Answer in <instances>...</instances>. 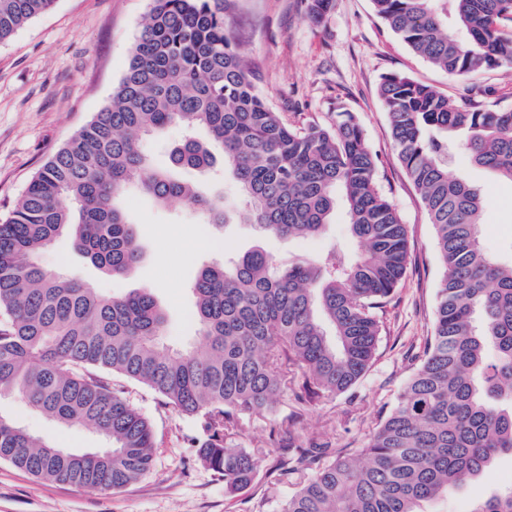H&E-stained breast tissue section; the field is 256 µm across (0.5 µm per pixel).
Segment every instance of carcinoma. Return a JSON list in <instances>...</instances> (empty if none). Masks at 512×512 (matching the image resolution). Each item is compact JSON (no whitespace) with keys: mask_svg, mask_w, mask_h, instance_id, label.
<instances>
[{"mask_svg":"<svg viewBox=\"0 0 512 512\" xmlns=\"http://www.w3.org/2000/svg\"><path fill=\"white\" fill-rule=\"evenodd\" d=\"M232 0H150L110 102L35 174L0 221V391L35 410L91 428L105 448L76 452L30 435L0 415V461L31 476L90 490H119L153 464L150 419L123 391L119 374L146 385L204 438L197 460L235 499L254 487L256 459L230 446L240 415L292 395L302 404L351 389L374 361L377 310L409 261L406 225L377 185L378 156L349 112L330 125L290 126L268 106L252 65L226 30ZM377 16L416 54L462 79L512 63V0H372ZM54 0H0V42ZM467 33L457 38L451 26ZM380 97L391 136L429 216L443 276L431 336L391 411L352 451L278 448L283 474L321 460L279 512H425L512 456V262L481 244L480 193L448 172L462 151L512 182V110L458 105L407 76H383ZM207 130L155 167L141 148L171 124ZM241 205L176 178L206 171L212 145ZM132 186L158 204L180 200L215 226L252 224L280 240L322 234L341 196L359 252L333 250L281 268L254 248L203 267L193 284L197 341L163 342L165 314L147 289L104 298L35 261L67 234L96 267L127 274L142 257L136 225L120 200ZM332 334H327L322 322ZM471 512H512V481Z\"/></svg>","mask_w":512,"mask_h":512,"instance_id":"1","label":"carcinoma"}]
</instances>
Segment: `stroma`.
Returning a JSON list of instances; mask_svg holds the SVG:
<instances>
[{
  "label": "stroma",
  "mask_w": 512,
  "mask_h": 512,
  "mask_svg": "<svg viewBox=\"0 0 512 512\" xmlns=\"http://www.w3.org/2000/svg\"><path fill=\"white\" fill-rule=\"evenodd\" d=\"M148 8L149 0H56L50 11L0 42V218L11 212L43 164L109 102ZM227 27L241 55L256 63V84L285 122L326 125L336 112H352L379 157L378 186L407 226L410 259L382 309L375 359L344 394L304 407L287 398L275 410L242 415L232 444L255 456L258 476L253 492L231 501L222 477L196 461L187 446L196 432L193 422L149 387L113 377V385L152 422L150 471L123 489L93 491L39 480L0 462V512H276L304 479L300 473L288 479L279 474L274 436L282 422L294 419L293 430L305 446L362 447L423 357L443 268L433 227L398 159L379 83L387 74L402 73L458 104L512 109V65L464 81L451 78L390 31L371 0H333L317 20L309 17L307 0H234ZM449 169L487 202L482 239L488 254L497 259L511 254L512 182L464 154H453ZM123 204L138 225L144 252L128 275L98 270L67 236L36 260L106 297L150 289L166 314L165 342L174 349L196 334L190 286L203 265L256 247L290 259L315 258L335 246L350 254L357 250L341 207L322 235L278 241L262 237L250 224H234L218 234L182 205L160 206L135 191ZM0 413L75 451L105 445L100 434L62 425L16 393L0 394ZM511 477L512 458L497 459L459 492L429 505L428 512H469L474 500Z\"/></svg>",
  "instance_id": "stroma-1"
}]
</instances>
